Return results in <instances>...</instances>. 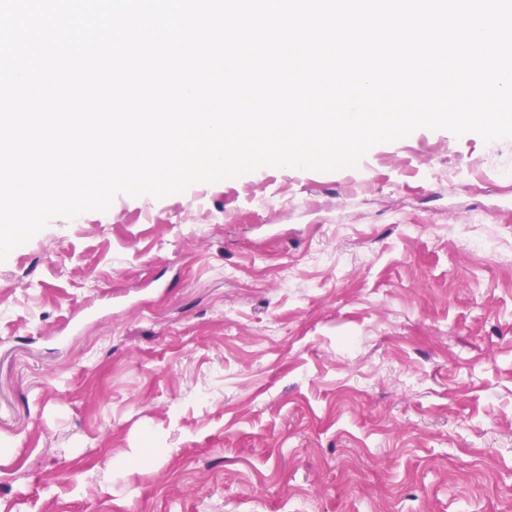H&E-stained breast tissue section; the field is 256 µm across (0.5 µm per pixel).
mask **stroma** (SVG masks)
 I'll use <instances>...</instances> for the list:
<instances>
[{
    "mask_svg": "<svg viewBox=\"0 0 512 512\" xmlns=\"http://www.w3.org/2000/svg\"><path fill=\"white\" fill-rule=\"evenodd\" d=\"M504 169L420 128L51 220L0 262V512H512Z\"/></svg>",
    "mask_w": 512,
    "mask_h": 512,
    "instance_id": "35a3bbf8",
    "label": "stroma"
}]
</instances>
